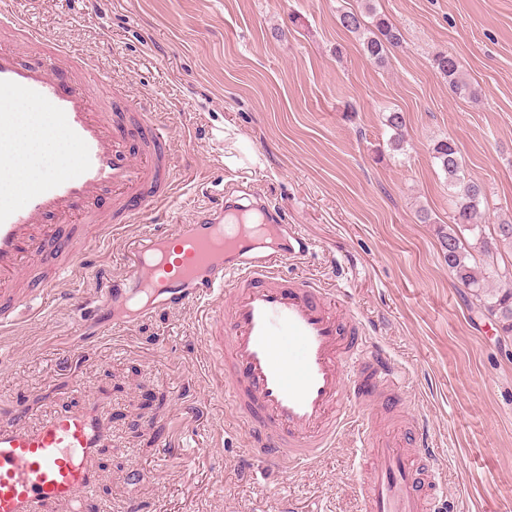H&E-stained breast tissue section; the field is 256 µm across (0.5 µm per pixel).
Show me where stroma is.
I'll return each instance as SVG.
<instances>
[{"mask_svg": "<svg viewBox=\"0 0 512 512\" xmlns=\"http://www.w3.org/2000/svg\"><path fill=\"white\" fill-rule=\"evenodd\" d=\"M361 0H8L111 72L172 131L185 224L241 183L314 247L291 273L335 290L401 368L403 423L418 421L448 512H512V336L470 306L436 235L451 217L431 157L454 141L486 194L482 221H512V0H373L402 32L384 65L339 23ZM453 54L481 93L456 97L433 65ZM406 119L391 150L389 112ZM236 138L221 139L223 128ZM255 153L259 164L246 161ZM428 213L431 221L419 220ZM123 240L82 257L38 316L0 330V415L29 423L104 400L111 447L83 512H363L352 428L299 466L248 452L195 305L162 309L84 350L65 341L77 301L121 273ZM143 480L131 490L128 475Z\"/></svg>", "mask_w": 512, "mask_h": 512, "instance_id": "obj_1", "label": "stroma"}]
</instances>
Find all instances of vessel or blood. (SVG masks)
Wrapping results in <instances>:
<instances>
[{
	"label": "vessel or blood",
	"mask_w": 512,
	"mask_h": 512,
	"mask_svg": "<svg viewBox=\"0 0 512 512\" xmlns=\"http://www.w3.org/2000/svg\"><path fill=\"white\" fill-rule=\"evenodd\" d=\"M8 27L39 58L25 61L0 46V134L11 128L15 105L35 104L51 112V135L76 154L29 189L23 204L0 182L1 327L34 319L36 301L56 294L91 244L159 212L176 190L171 135L146 106L130 94L104 97L111 76L88 72L79 52L24 16ZM233 199L225 194L191 223L129 239L122 274L85 314L95 336L158 308L200 305L208 343L227 372L225 397L248 427L255 457L300 464L334 447L351 425L370 458L364 512H444L433 449H422L424 462L415 465L401 440L381 435L374 416L351 414L357 403L383 412L400 406L391 357L328 288L285 274L308 253L307 238L262 198L248 195L238 210ZM56 258L60 266L30 291L15 290L18 279ZM106 443L107 420L94 397L33 425L1 418L0 512H80Z\"/></svg>",
	"instance_id": "1"
}]
</instances>
